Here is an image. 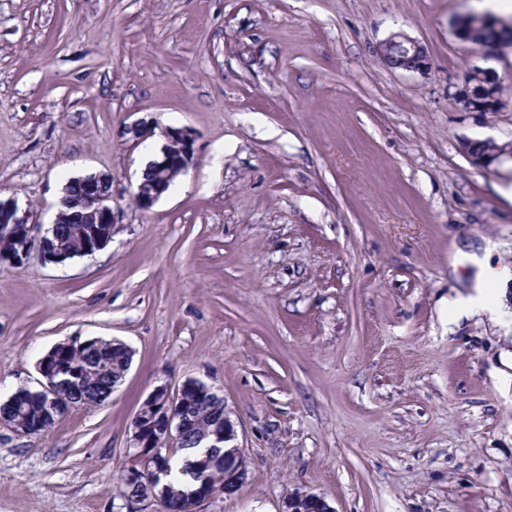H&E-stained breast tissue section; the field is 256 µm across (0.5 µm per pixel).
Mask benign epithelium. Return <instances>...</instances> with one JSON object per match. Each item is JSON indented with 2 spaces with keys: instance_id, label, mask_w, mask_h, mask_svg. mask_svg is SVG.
Segmentation results:
<instances>
[{
  "instance_id": "7a95c632",
  "label": "benign epithelium",
  "mask_w": 512,
  "mask_h": 512,
  "mask_svg": "<svg viewBox=\"0 0 512 512\" xmlns=\"http://www.w3.org/2000/svg\"><path fill=\"white\" fill-rule=\"evenodd\" d=\"M382 59H404L407 64L398 69L408 72L424 73L430 67L429 53L424 44L403 33L391 35L379 49ZM492 78L491 96L476 93L461 85L455 89L453 96L458 100L463 112H488L491 99L499 98L501 82L494 70H489ZM125 133L135 141L145 140L154 134L151 124L139 119L125 127ZM165 143L160 155L148 162L146 169L154 173L152 178L141 177L136 185L134 199L139 207L150 208L153 203L169 188L172 181L193 160V143L190 133L185 128H169L163 132ZM469 154L472 163L479 168H487L504 158L512 159V142L499 145L498 150L490 155H473L470 145L462 146ZM78 185L80 196L72 200L77 210L67 213L58 210L54 223L63 224L70 220L76 224H104L106 234L97 236L83 248L85 255H92L103 249L112 239V225L118 216L112 208V179L106 174H88L74 180ZM0 227L5 229L4 236L13 243V247L0 249V263L12 265L24 264L32 255L30 235L31 228L26 217L19 214V209L11 199H0ZM38 255L51 263H63L71 259L72 252L64 251L47 239L39 238ZM101 346V339L92 338L84 342L60 343L50 349L39 359L36 369L40 375L38 392L46 401V409L53 420L60 415L79 407L76 402L63 403L60 400L57 359L63 354L81 357L92 348ZM112 351L122 354L123 365L117 374L110 376L109 392H114L128 372L132 362V350L123 342L112 341ZM209 402L219 401L226 404L213 387L197 380L189 379L176 391L165 386L155 388L144 400L139 412L132 421L133 452L131 461L121 474L123 485L129 489L127 498L141 502H156L166 512H199L200 505L214 499L219 494L233 495L245 483L247 476L246 460L242 448L237 444V431L231 419V411L224 409V422L209 432L196 434L201 447L209 449L204 460L212 471H224V482L211 480L201 484L194 492L183 494L165 483L167 466L159 462V455L169 459L185 440L193 434L194 427L186 418V406L189 396ZM0 425L7 427L15 435L34 437L38 434L35 426H30L21 419L7 420L0 414ZM283 512H334L325 499L312 493H298L286 497Z\"/></svg>"
}]
</instances>
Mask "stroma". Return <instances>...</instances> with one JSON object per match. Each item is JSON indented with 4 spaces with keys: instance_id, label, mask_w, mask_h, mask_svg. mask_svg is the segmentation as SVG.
<instances>
[{
    "instance_id": "stroma-1",
    "label": "stroma",
    "mask_w": 512,
    "mask_h": 512,
    "mask_svg": "<svg viewBox=\"0 0 512 512\" xmlns=\"http://www.w3.org/2000/svg\"><path fill=\"white\" fill-rule=\"evenodd\" d=\"M470 0H0V198L53 223L64 185L112 176V240L0 264V404L63 342L133 351L102 405L44 434L0 428V512H159L120 474L158 386L223 395L245 485L201 512H512V279L496 314L449 320L472 256L512 269V53L502 107L448 88L475 51ZM425 44L426 73L380 45ZM155 135H125L137 118ZM170 127L194 157L147 209L137 178ZM458 100L460 109L463 112H492L488 102L492 101L490 97H485L483 93H476L468 90L464 83L456 87L452 93ZM472 143L473 142H470V144H463L462 149L469 156L472 163L479 168H487L492 164L501 161L503 158L509 157L512 159V142L499 145L498 150L493 153L494 150L497 149V146L488 145L487 142L476 141L474 143L473 152L479 155H473L470 152V146ZM282 512H334L325 499L312 493H298L286 497Z\"/></svg>"
}]
</instances>
